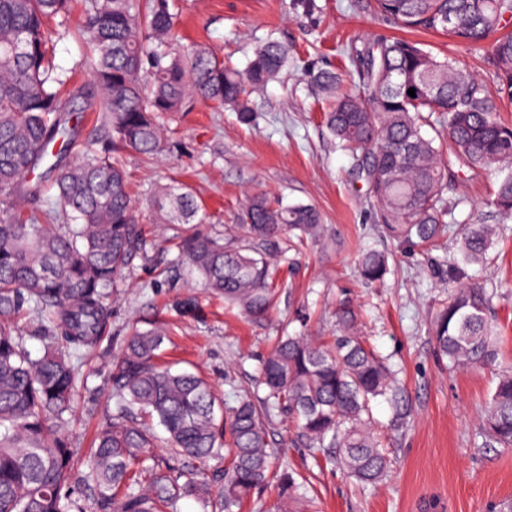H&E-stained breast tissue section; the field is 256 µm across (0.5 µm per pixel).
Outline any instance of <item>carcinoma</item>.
Segmentation results:
<instances>
[{"instance_id":"carcinoma-1","label":"carcinoma","mask_w":512,"mask_h":512,"mask_svg":"<svg viewBox=\"0 0 512 512\" xmlns=\"http://www.w3.org/2000/svg\"><path fill=\"white\" fill-rule=\"evenodd\" d=\"M70 5L0 0V512H176L183 499L203 512H239L275 463L270 425L280 416L313 455L360 483L382 481L390 460L372 402L389 400L397 425L410 410L390 365L357 336L359 313L347 295L336 305L332 344L288 334L260 360L262 399L245 391L223 402L200 373L160 363L162 326L133 327L112 358V407L86 454L71 447L80 385L72 354L99 347L112 289L147 259L138 208L112 152L162 155V120L193 98L252 125V94L288 71L290 51L268 37L239 70L204 46L182 45L175 0H82L74 35L89 51L80 63L88 80L71 87L53 54L69 32ZM369 8L483 53L495 85L452 56L398 38L350 46L356 81L330 69L312 75L329 101L324 126L361 174L376 225L400 244L438 246L453 167L494 176L486 205L512 219V123L497 117L495 101L512 103V0H370ZM89 107L101 112V147L72 157ZM20 199L33 206L20 209ZM154 220L204 224L206 215L183 187L159 196ZM239 220L241 244L197 231L182 239L180 260L211 293L263 321L275 298L271 258L295 240L320 238L323 217L311 204L253 194ZM497 231L465 225L456 256L432 265L438 282L456 283L433 326L437 355L452 369L498 363L492 295L459 280L487 263ZM387 271L386 255L362 253L364 282ZM25 318L42 342L37 357L18 326ZM481 421L486 442L512 448V371L498 374ZM155 423L166 433L161 441ZM210 460L224 461L218 486L201 473ZM282 483L294 499L308 498L307 482L286 471Z\"/></svg>"}]
</instances>
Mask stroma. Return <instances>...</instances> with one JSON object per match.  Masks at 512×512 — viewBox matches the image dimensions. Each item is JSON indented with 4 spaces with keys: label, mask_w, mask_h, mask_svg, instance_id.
<instances>
[{
    "label": "stroma",
    "mask_w": 512,
    "mask_h": 512,
    "mask_svg": "<svg viewBox=\"0 0 512 512\" xmlns=\"http://www.w3.org/2000/svg\"><path fill=\"white\" fill-rule=\"evenodd\" d=\"M315 3L310 12L300 0H178L186 43L206 44L242 67L256 42L271 35L288 45L295 66L256 95L253 126L195 100L166 124L167 150L159 159L122 153L148 259L112 292L108 336L84 367L87 386L78 399L73 443L89 446L108 403L113 349L133 324L165 323L163 362L176 369L196 367L228 399L252 388L260 358L282 331L332 341L336 299L346 290L363 307L362 336L398 370L412 407L408 425L391 436L390 472L377 484L359 486L337 468L315 462L293 424L280 417L271 429L273 446L289 470L309 479L312 499L286 498L273 474L242 512H430L437 503L442 512H490L512 499V449L487 447L479 427L496 376L486 369L451 374L437 360L432 323L453 286L432 277L428 259L456 254L464 225L500 226L488 263L467 273L495 292L500 366L512 369V219H500L487 207L491 179L471 182L459 172L450 177L448 235L433 254L384 236L364 197V182L322 124L326 100L309 74L345 68L346 44L395 35L399 29L370 11L367 0ZM162 187L191 188L208 216L206 230L223 239L254 192L321 211L326 237L281 260L283 287L269 321L252 322L211 296L178 261L177 238L189 227L153 223L150 200ZM364 249L388 255L390 271L383 282L368 286L359 279L356 264ZM189 297L199 305L193 317L177 310Z\"/></svg>",
    "instance_id": "1"
}]
</instances>
